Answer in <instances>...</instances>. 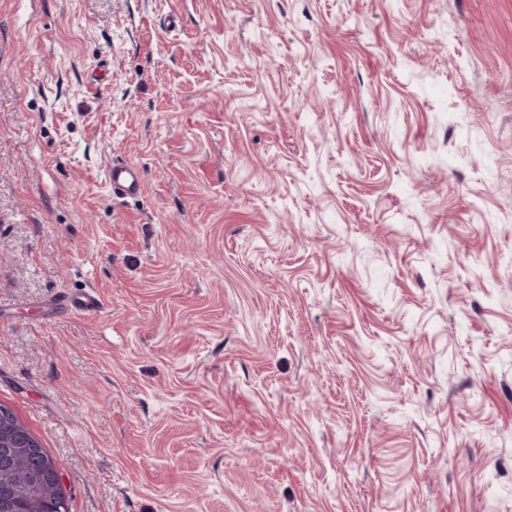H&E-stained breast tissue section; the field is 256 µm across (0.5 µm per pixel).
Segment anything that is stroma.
<instances>
[{"mask_svg":"<svg viewBox=\"0 0 512 512\" xmlns=\"http://www.w3.org/2000/svg\"><path fill=\"white\" fill-rule=\"evenodd\" d=\"M0 403L70 512H512V0H0ZM145 180L143 168L130 163H112L107 171V186L112 198L139 196ZM101 299L94 291H87L75 297H65L59 303L55 304V308L83 311L87 314L97 313L101 308Z\"/></svg>","mask_w":512,"mask_h":512,"instance_id":"35a3bbf8","label":"stroma"}]
</instances>
